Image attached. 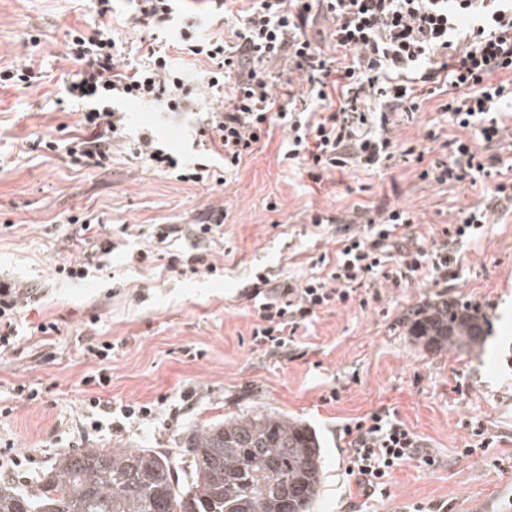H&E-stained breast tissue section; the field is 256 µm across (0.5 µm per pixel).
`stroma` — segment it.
<instances>
[{
  "mask_svg": "<svg viewBox=\"0 0 512 512\" xmlns=\"http://www.w3.org/2000/svg\"><path fill=\"white\" fill-rule=\"evenodd\" d=\"M91 15L88 0H0V67L29 65L40 76L28 88H0V278L40 294L21 310L15 350L0 355V441L33 453L10 478L30 482L77 448L176 454L187 434L214 420L271 410L306 421L323 441L315 512H351L356 488L337 428L387 408L423 439L437 464L398 468L391 499L373 502L374 512L447 500L466 512H501L512 498V467L498 465L512 457V213L490 211L485 237L462 248L456 280L385 282L320 312L287 350L253 345L257 315L247 291L257 270L306 277L313 260L335 252L337 225L353 220L360 206L408 210L415 217L409 235L438 242L462 211L485 204L486 193L479 185L421 179L422 163L398 153L379 170L351 167L317 182L286 159L288 132L279 126L223 185L184 182L135 157L137 137L149 129L187 161L221 165L199 144L215 99L200 113L179 115L122 103L128 138L102 168L51 152L46 141L77 129L79 115L65 93L76 70L67 45L71 29L86 27ZM447 100L442 93L414 115H394L395 143L415 146L425 161L444 157L439 143L425 138L431 124L445 138L467 135L441 112ZM215 208L226 214L218 233L157 251L153 225L203 224ZM314 211L330 224L313 226ZM83 216L102 225L115 249L85 279L65 281L56 269L83 256L76 223ZM195 248L216 274L170 263V254ZM147 251L155 260L138 262ZM441 297L486 315L489 334L471 352L429 351L409 335L413 312ZM42 322L58 327L50 340L33 331ZM104 342L113 346L108 359L92 356L90 347ZM101 371L108 386L83 385ZM19 385L38 389L40 400L18 396ZM333 389L335 401L328 398ZM92 396L117 408L148 403L153 415L126 420L117 412L114 427L86 436L84 401ZM470 419L482 420L499 441L464 458L458 450Z\"/></svg>",
  "mask_w": 512,
  "mask_h": 512,
  "instance_id": "1",
  "label": "stroma"
}]
</instances>
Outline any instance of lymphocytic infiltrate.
<instances>
[{
  "label": "lymphocytic infiltrate",
  "mask_w": 512,
  "mask_h": 512,
  "mask_svg": "<svg viewBox=\"0 0 512 512\" xmlns=\"http://www.w3.org/2000/svg\"><path fill=\"white\" fill-rule=\"evenodd\" d=\"M111 0H95L90 27L71 33L69 54L79 70L66 88L80 114L85 135L47 141L85 166L110 161L113 140L122 138L120 103L138 100L165 112H190L218 98L222 107L201 129L206 150H221L225 171L238 169L258 150L271 127L288 131L289 160L307 165L314 179L357 166L375 169L389 158L393 143L372 130L390 113L418 111L438 87L453 93L443 109L473 140L448 141L447 159L430 162L422 178L439 183H493L497 203H512V181L487 153L504 138L502 117L512 109V0H208L206 19L182 22L176 38L168 30L174 0H138V12L153 35L142 64L120 66ZM332 25L330 49L307 32L316 17ZM201 61L187 76L172 50ZM290 72L273 92L270 66ZM307 87L295 91L292 74ZM377 100L381 113L366 111ZM137 156L154 170L185 182L207 183L211 165L185 166L181 158L141 134ZM489 221L477 208L443 230L440 243L424 246L407 234L408 211L381 210L357 231L343 229L334 258L319 256L321 269L309 277L277 280L256 273L249 297L258 322L252 342L283 348L320 311L346 303L359 289L381 281L429 282L455 275L459 244L483 236ZM34 297L32 289L0 281V354L18 343V316ZM350 448L346 473L359 501L352 512H368L371 501L390 498L395 471L407 464L434 467L436 459L418 435L389 410L378 409L342 425Z\"/></svg>",
  "instance_id": "f902f5d3"
}]
</instances>
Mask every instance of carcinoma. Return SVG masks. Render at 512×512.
<instances>
[{"label": "carcinoma", "instance_id": "carcinoma-1", "mask_svg": "<svg viewBox=\"0 0 512 512\" xmlns=\"http://www.w3.org/2000/svg\"><path fill=\"white\" fill-rule=\"evenodd\" d=\"M473 308L438 300L409 327L424 348L468 352L487 335ZM323 442L307 423L256 411L197 430L176 460L156 448H83L27 485L0 478V512H314Z\"/></svg>", "mask_w": 512, "mask_h": 512}]
</instances>
